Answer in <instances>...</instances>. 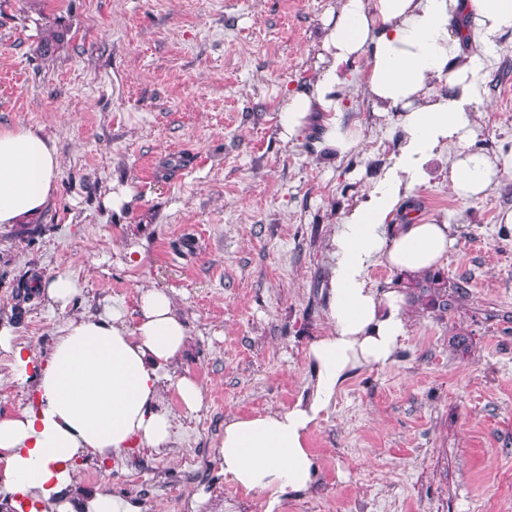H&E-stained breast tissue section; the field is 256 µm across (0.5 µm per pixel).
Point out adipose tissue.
I'll return each instance as SVG.
<instances>
[{
	"mask_svg": "<svg viewBox=\"0 0 512 512\" xmlns=\"http://www.w3.org/2000/svg\"><path fill=\"white\" fill-rule=\"evenodd\" d=\"M512 24V0H341L322 42L323 66L281 114L289 140L311 124L323 128L331 154L354 150L360 137L343 118L351 80L346 65L365 61L364 90L378 115H394L400 150L378 184L345 215L333 240L330 279L332 329L310 348L317 380L311 395L290 409L224 423L217 456L225 477L269 496L308 490L315 479L306 446L310 426L328 410L350 370L390 364L406 337L404 294L368 288L372 260L420 275L442 267L454 240L448 224L393 221L401 197L421 185L425 166L447 142L462 144L448 177L456 194L486 198L498 170L485 152L468 148L481 103L476 84L485 56ZM444 85V92L432 89ZM55 143L30 127H0V225L40 215L59 173ZM187 345V330L171 296L143 289L138 320L82 315L70 319L42 361L0 326V349L10 353L16 381L34 382L19 411L0 416V495L15 512H141L139 502L97 491L76 503L65 495L79 458L107 460L128 449L157 450L174 423L159 406L162 371Z\"/></svg>",
	"mask_w": 512,
	"mask_h": 512,
	"instance_id": "adipose-tissue-1",
	"label": "adipose tissue"
}]
</instances>
